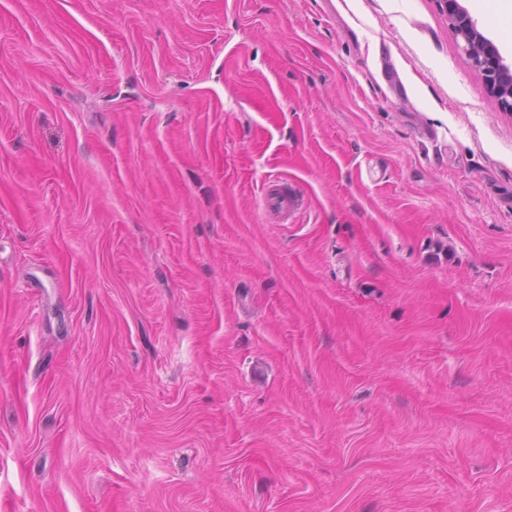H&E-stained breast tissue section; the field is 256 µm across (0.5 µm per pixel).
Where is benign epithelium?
I'll use <instances>...</instances> for the list:
<instances>
[{"mask_svg":"<svg viewBox=\"0 0 512 512\" xmlns=\"http://www.w3.org/2000/svg\"><path fill=\"white\" fill-rule=\"evenodd\" d=\"M451 28L462 42V50L481 73L489 92L500 108L512 112V65L505 62L499 48L478 29L460 0H436Z\"/></svg>","mask_w":512,"mask_h":512,"instance_id":"obj_1","label":"benign epithelium"}]
</instances>
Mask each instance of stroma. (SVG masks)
Segmentation results:
<instances>
[{"mask_svg": "<svg viewBox=\"0 0 512 512\" xmlns=\"http://www.w3.org/2000/svg\"><path fill=\"white\" fill-rule=\"evenodd\" d=\"M0 512H512V114L435 0H0Z\"/></svg>", "mask_w": 512, "mask_h": 512, "instance_id": "obj_1", "label": "stroma"}]
</instances>
